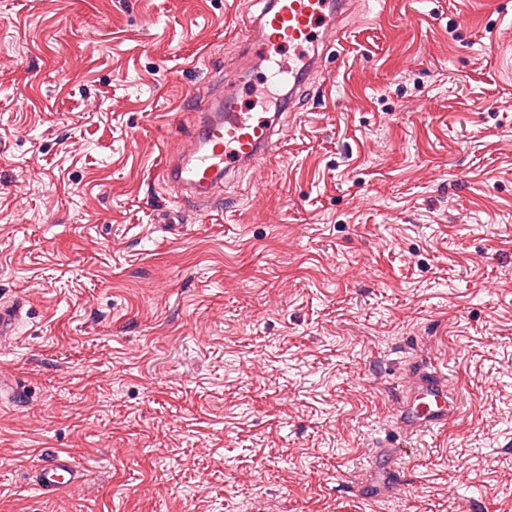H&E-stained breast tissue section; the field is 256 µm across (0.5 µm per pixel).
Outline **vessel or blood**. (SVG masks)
<instances>
[{
	"label": "vessel or blood",
	"mask_w": 512,
	"mask_h": 512,
	"mask_svg": "<svg viewBox=\"0 0 512 512\" xmlns=\"http://www.w3.org/2000/svg\"><path fill=\"white\" fill-rule=\"evenodd\" d=\"M349 6L350 0H267L242 39L248 46L261 44L266 78L289 83L288 97L296 100L310 90L306 74L323 67L317 28L334 26ZM286 47H310L314 53L299 64L283 56ZM281 132L277 118L243 108L235 95L215 99L203 115L201 132L188 137L180 151L166 159L161 175L179 189L182 198L207 196L242 169L267 159L278 147ZM24 307L20 298L0 302L1 336L17 334ZM456 410V398L445 377L424 363L408 366L395 413V423L402 431L445 429ZM81 476L80 465L65 449L46 453L31 472L34 488L47 496L75 485Z\"/></svg>",
	"instance_id": "b4317fda"
}]
</instances>
